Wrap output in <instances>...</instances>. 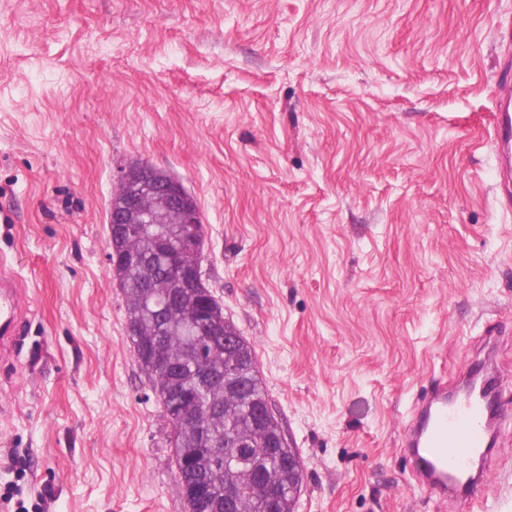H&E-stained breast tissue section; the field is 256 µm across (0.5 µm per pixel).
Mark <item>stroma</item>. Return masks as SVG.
Masks as SVG:
<instances>
[{"label":"stroma","instance_id":"obj_1","mask_svg":"<svg viewBox=\"0 0 512 512\" xmlns=\"http://www.w3.org/2000/svg\"><path fill=\"white\" fill-rule=\"evenodd\" d=\"M512 0H0V512H189L107 260L122 172L179 180L203 279L301 462L296 512H480L411 488L422 389L489 360L512 512V221L488 133ZM494 332L493 351L482 345ZM29 289L18 277L0 263V350L1 358L11 353L23 336L30 311Z\"/></svg>","mask_w":512,"mask_h":512}]
</instances>
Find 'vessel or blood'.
<instances>
[{
    "label": "vessel or blood",
    "instance_id": "b4317fda",
    "mask_svg": "<svg viewBox=\"0 0 512 512\" xmlns=\"http://www.w3.org/2000/svg\"><path fill=\"white\" fill-rule=\"evenodd\" d=\"M497 112L489 132L498 165V209L512 217V84L495 91ZM30 311L25 284L0 263V355L9 356L23 336ZM484 400L476 394L449 393L447 386L429 389L419 400L411 425L403 430L402 446L414 461L412 479L440 497L471 499L486 481L478 463L489 452L496 429Z\"/></svg>",
    "mask_w": 512,
    "mask_h": 512
}]
</instances>
